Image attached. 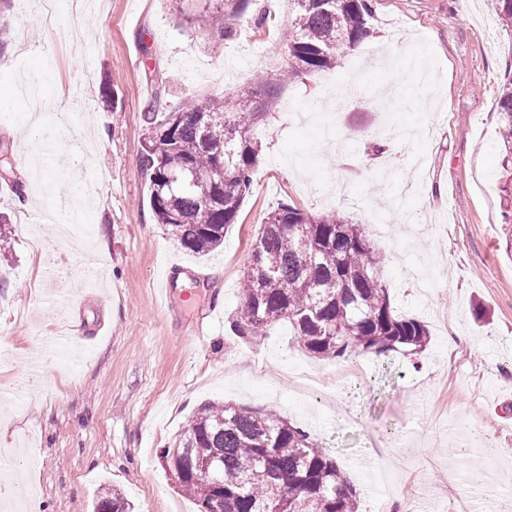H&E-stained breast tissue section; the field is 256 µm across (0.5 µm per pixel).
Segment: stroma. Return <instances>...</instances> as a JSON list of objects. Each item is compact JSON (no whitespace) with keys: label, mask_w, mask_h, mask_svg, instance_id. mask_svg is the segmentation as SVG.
Returning <instances> with one entry per match:
<instances>
[{"label":"stroma","mask_w":512,"mask_h":512,"mask_svg":"<svg viewBox=\"0 0 512 512\" xmlns=\"http://www.w3.org/2000/svg\"><path fill=\"white\" fill-rule=\"evenodd\" d=\"M0 150L17 160L0 179L10 247L0 253V448L13 467L0 495L36 484L43 512H93L103 489L134 512H195L160 452L202 406L276 410L329 451L362 512L438 499L461 512L469 472L494 456L488 486L512 512V258L497 173V88L512 38L489 30L490 0H373L369 37L336 67L305 73L274 98L257 95L262 144L252 190L224 246L181 249L151 217L139 169L144 112L275 81L288 67L292 0H256L219 40L182 28L170 0H0ZM26 46H19V39ZM39 76L49 111L83 124L97 172L71 181L79 156L65 134L24 121L22 77ZM382 145L365 150L366 140ZM21 184L33 196L22 206ZM86 200L87 239L58 237L52 199ZM387 233L374 242L398 312L424 321L417 360L357 356L363 372L335 403L270 381L261 360L335 380L344 362L301 349L287 324L258 339L231 330L240 282L266 214L280 203ZM44 237L33 250L30 236ZM175 264L170 298L157 290ZM389 438L388 456L376 445Z\"/></svg>","instance_id":"obj_1"}]
</instances>
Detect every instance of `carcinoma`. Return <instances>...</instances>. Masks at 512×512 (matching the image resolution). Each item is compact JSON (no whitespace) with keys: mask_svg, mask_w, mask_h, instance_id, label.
<instances>
[{"mask_svg":"<svg viewBox=\"0 0 512 512\" xmlns=\"http://www.w3.org/2000/svg\"><path fill=\"white\" fill-rule=\"evenodd\" d=\"M198 29L222 40L252 0H173ZM288 36V75L336 66L345 50L370 35L369 0H294ZM496 26L512 34V0H491ZM254 91L232 104L222 96L191 100L170 112L153 98L140 171L149 181L150 208L180 246L208 254L224 243L253 184L261 152L254 129L262 113ZM503 218L512 224V75L498 92ZM382 258L361 224L313 215L283 203L264 218L241 279L242 302L233 320L238 336H260L288 323L311 355L346 360L364 353L421 354L427 325L396 314L381 277ZM161 458L197 512H358L357 490L336 461L275 411L210 403L188 421ZM106 488L95 512H130Z\"/></svg>","mask_w":512,"mask_h":512,"instance_id":"obj_1","label":"carcinoma"}]
</instances>
